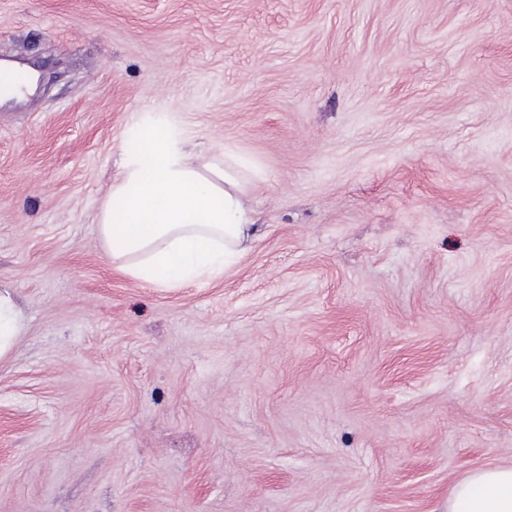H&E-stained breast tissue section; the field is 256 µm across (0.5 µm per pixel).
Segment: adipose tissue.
I'll use <instances>...</instances> for the list:
<instances>
[{
    "instance_id": "1",
    "label": "adipose tissue",
    "mask_w": 512,
    "mask_h": 512,
    "mask_svg": "<svg viewBox=\"0 0 512 512\" xmlns=\"http://www.w3.org/2000/svg\"><path fill=\"white\" fill-rule=\"evenodd\" d=\"M251 170L232 150L203 157L165 126L134 137L99 216V236L120 271L142 283L179 288L223 275L253 241L247 205ZM26 323L15 295L0 289V361ZM448 512H512V465H488L459 481Z\"/></svg>"
}]
</instances>
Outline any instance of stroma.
I'll use <instances>...</instances> for the list:
<instances>
[{"label":"stroma","mask_w":512,"mask_h":512,"mask_svg":"<svg viewBox=\"0 0 512 512\" xmlns=\"http://www.w3.org/2000/svg\"><path fill=\"white\" fill-rule=\"evenodd\" d=\"M0 512H446L512 464V0H0ZM261 176L224 276L114 270L132 134ZM26 323L15 294L0 289V361L10 357L16 341L24 336Z\"/></svg>","instance_id":"obj_1"}]
</instances>
